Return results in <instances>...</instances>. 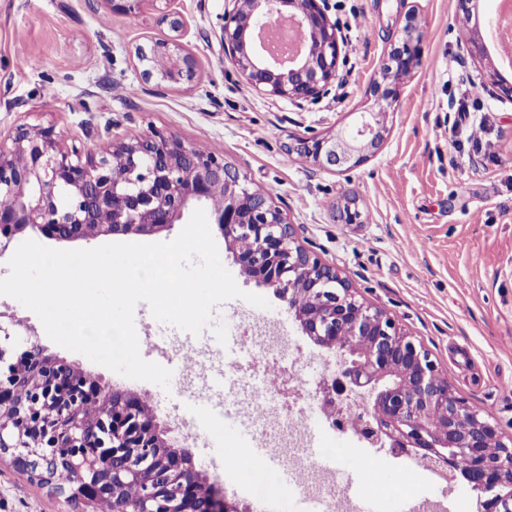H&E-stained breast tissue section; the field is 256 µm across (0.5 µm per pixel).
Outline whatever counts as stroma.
<instances>
[{"label": "stroma", "mask_w": 512, "mask_h": 512, "mask_svg": "<svg viewBox=\"0 0 512 512\" xmlns=\"http://www.w3.org/2000/svg\"><path fill=\"white\" fill-rule=\"evenodd\" d=\"M329 9L336 25L355 19L356 54L345 55L339 76L317 100L291 102L247 89L220 49L224 0H173L186 23L181 38L198 62L190 83L145 80L137 47L172 32L152 0L127 16H109L105 0H0V133L17 123L56 125L66 140L93 148L113 137L157 129L224 156L255 188L269 192L297 229L299 242L336 267L359 298L399 323L430 353L452 391L512 435V100L486 84L487 68L512 83V67L497 51L475 59L461 45L458 0H347ZM416 14L422 64L399 85L382 117L380 149L359 167L328 171L289 152L295 137L352 132L364 96L408 14ZM462 73L482 86L489 126L481 152L454 149L448 128V80ZM355 197L364 221L339 224L336 203ZM220 260L245 292L264 297V316L279 320L288 352L300 359L298 393L277 395L275 407L311 410L318 375L333 371L332 354L305 336L273 290L249 280L220 231ZM0 313L39 331L46 355L102 382L140 392L139 380H114L110 369L51 341L42 323L16 300L0 296ZM226 376L246 386L283 368L275 355L236 349ZM321 445L335 454V479L362 482L361 495L387 499L410 493L442 501L447 512H477L480 493L466 480L447 485L388 447L361 445L350 434L311 420ZM198 439L183 448L201 478L217 483L256 512L251 482L232 471L215 475L198 454ZM0 512H98L57 494L0 457Z\"/></svg>", "instance_id": "35a3bbf8"}]
</instances>
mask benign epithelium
<instances>
[{
  "mask_svg": "<svg viewBox=\"0 0 512 512\" xmlns=\"http://www.w3.org/2000/svg\"><path fill=\"white\" fill-rule=\"evenodd\" d=\"M105 2L109 15L127 16L140 0ZM158 2L161 19L182 32L172 0ZM413 19L408 15L403 37L382 62L381 78L366 88L374 111L347 135L298 137L291 152L336 169L358 167L379 149L385 139L379 116L396 99L397 81L421 65ZM280 21L309 36L301 55L287 57L256 39ZM220 41L252 92L291 101L316 99L336 81L344 47L324 0H224ZM462 47L485 56L479 35L468 29ZM137 56L148 77L179 83L196 74L197 60L177 36L139 48ZM217 196L222 203L211 217L236 263L274 289L303 333L333 353L336 368L316 389L324 407L362 398L358 418L371 441L418 449L435 471L448 461L439 471L446 482L459 473L490 493L482 512H512V437L455 395L429 353L394 319L357 298L335 267L300 245L295 225L224 156L156 130L97 149L67 145L54 125L17 124L0 138V197L7 199L0 206V256L27 228L55 241L154 233L178 223L191 204ZM333 217L338 224L361 223L352 201L336 207ZM243 237L253 241L251 249L239 248ZM36 336L21 319L0 321V453H11L42 483L61 469L71 471L72 496L89 505L108 498L112 512H248L160 438L139 395L44 356ZM91 403L106 406L108 414L86 416ZM129 483L142 486L138 497L124 494Z\"/></svg>",
  "mask_w": 512,
  "mask_h": 512,
  "instance_id": "benign-epithelium-1",
  "label": "benign epithelium"
}]
</instances>
